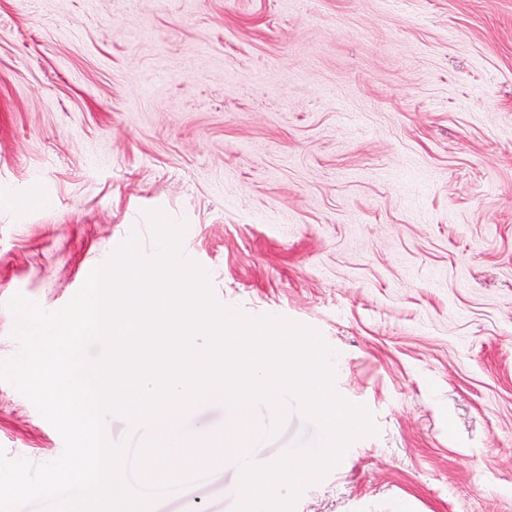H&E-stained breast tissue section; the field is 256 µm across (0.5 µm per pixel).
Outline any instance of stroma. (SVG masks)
I'll use <instances>...</instances> for the list:
<instances>
[{
	"instance_id": "35a3bbf8",
	"label": "stroma",
	"mask_w": 512,
	"mask_h": 512,
	"mask_svg": "<svg viewBox=\"0 0 512 512\" xmlns=\"http://www.w3.org/2000/svg\"><path fill=\"white\" fill-rule=\"evenodd\" d=\"M155 209L373 416L294 512H512V0H0V358L15 293L56 310L130 236L152 254ZM235 417L182 420L198 512H236L208 452ZM56 436L0 382L8 458Z\"/></svg>"
}]
</instances>
